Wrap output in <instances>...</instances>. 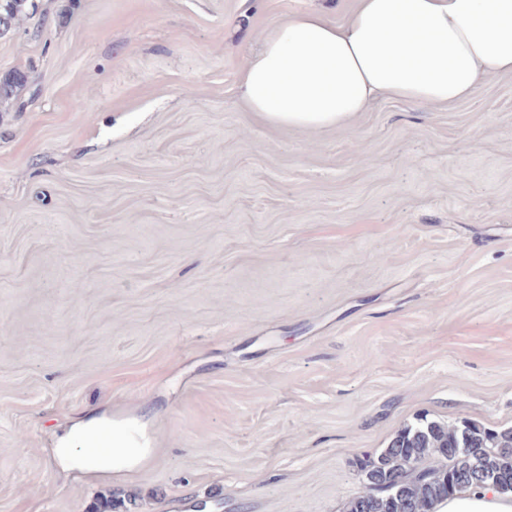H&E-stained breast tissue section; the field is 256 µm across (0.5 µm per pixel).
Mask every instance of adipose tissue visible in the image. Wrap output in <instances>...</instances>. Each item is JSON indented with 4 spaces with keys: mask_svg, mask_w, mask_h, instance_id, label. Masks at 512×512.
Listing matches in <instances>:
<instances>
[{
    "mask_svg": "<svg viewBox=\"0 0 512 512\" xmlns=\"http://www.w3.org/2000/svg\"><path fill=\"white\" fill-rule=\"evenodd\" d=\"M505 73H512V0H357L346 24L311 11L267 30L241 88L248 111L267 122L322 129L347 124L382 97L445 106ZM107 427L111 449L93 453L88 436ZM149 453L136 429L89 415L57 433L51 464L96 478L134 471ZM433 512H512V494L465 487Z\"/></svg>",
    "mask_w": 512,
    "mask_h": 512,
    "instance_id": "adipose-tissue-1",
    "label": "adipose tissue"
}]
</instances>
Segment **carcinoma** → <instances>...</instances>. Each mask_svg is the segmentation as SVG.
Here are the masks:
<instances>
[{"label": "carcinoma", "mask_w": 512, "mask_h": 512, "mask_svg": "<svg viewBox=\"0 0 512 512\" xmlns=\"http://www.w3.org/2000/svg\"><path fill=\"white\" fill-rule=\"evenodd\" d=\"M28 2L0 0V29L10 30ZM362 470L368 487L348 501L346 512H432L461 487L512 484V428L422 417Z\"/></svg>", "instance_id": "obj_1"}]
</instances>
